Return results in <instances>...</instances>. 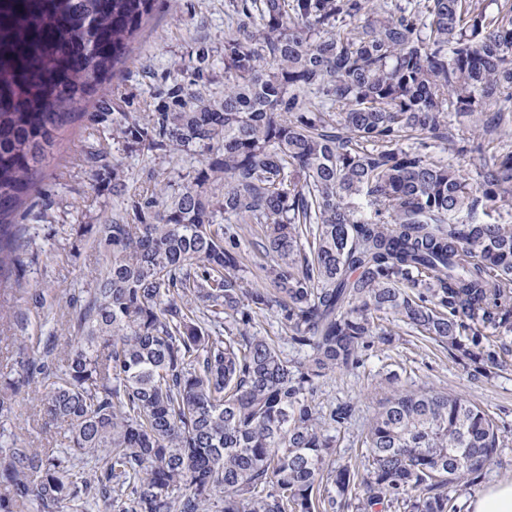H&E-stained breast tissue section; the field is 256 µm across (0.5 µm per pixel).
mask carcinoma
<instances>
[{
	"label": "carcinoma",
	"instance_id": "obj_1",
	"mask_svg": "<svg viewBox=\"0 0 512 512\" xmlns=\"http://www.w3.org/2000/svg\"><path fill=\"white\" fill-rule=\"evenodd\" d=\"M494 2L226 0L222 93L197 89L217 47L195 39L162 101L126 112L114 78L157 0H0L1 321L26 272L15 217L72 124L195 162L131 193L121 160L79 157L122 199L85 226L112 262L73 306L64 370L22 362L67 445L1 455L0 512H457L498 456L488 413L396 390L361 473L330 463L353 407L317 394L391 342L384 315L479 374L509 366L512 224L474 219L512 201V150L486 155L512 136V0ZM439 144L483 156L476 179ZM241 224L262 225L264 287L239 276ZM270 311L297 356L250 333Z\"/></svg>",
	"mask_w": 512,
	"mask_h": 512
}]
</instances>
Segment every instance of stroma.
I'll list each match as a JSON object with an SVG mask.
<instances>
[{
    "label": "stroma",
    "mask_w": 512,
    "mask_h": 512,
    "mask_svg": "<svg viewBox=\"0 0 512 512\" xmlns=\"http://www.w3.org/2000/svg\"><path fill=\"white\" fill-rule=\"evenodd\" d=\"M172 12L167 0L158 8L133 44L124 67V89L129 95L127 111L139 108L157 93L161 76L183 54L191 39L203 36L214 46L224 44V0H179ZM111 146L108 130L95 129L90 119L76 122L57 142L46 161L40 192L17 214L25 225L22 258L26 264L25 294L14 305L11 323L0 325V388L8 378L22 377L13 369L19 353L42 351L53 342L56 366H63L74 343L70 327L72 302L94 287L108 267V254L87 224L111 223L120 202L106 182L78 164L90 143ZM129 188H138L145 169L159 172L161 180L178 181L193 161L188 157L155 158L137 151L119 150ZM393 333L391 344H378L366 351L362 364L329 376L318 393L322 406L349 402L354 415L336 450L339 461L361 462L359 434L375 410L394 390L434 389L460 394L481 406L501 429L497 463L480 484L461 491L457 503L465 505L490 485L512 480V367L481 376L472 364L457 360L447 350L411 333L406 326L384 321ZM37 382H30L11 400L12 411L0 417V452L11 447L57 448L55 426L46 424L34 399Z\"/></svg>",
    "instance_id": "1"
}]
</instances>
